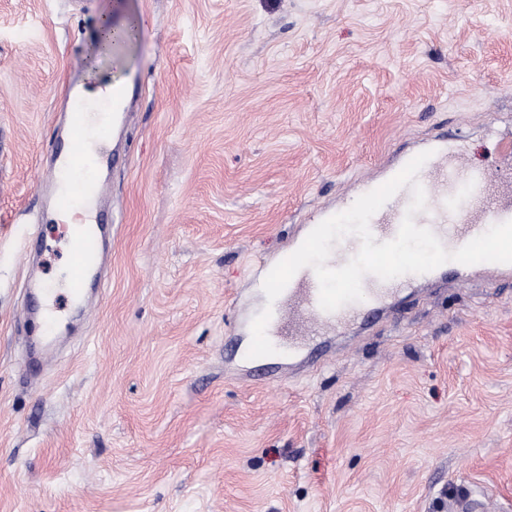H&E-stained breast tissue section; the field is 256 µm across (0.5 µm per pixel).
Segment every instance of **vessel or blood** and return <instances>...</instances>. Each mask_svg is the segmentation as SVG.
I'll return each instance as SVG.
<instances>
[{
	"label": "vessel or blood",
	"instance_id": "1",
	"mask_svg": "<svg viewBox=\"0 0 512 512\" xmlns=\"http://www.w3.org/2000/svg\"><path fill=\"white\" fill-rule=\"evenodd\" d=\"M131 90L117 84L98 113L95 136L86 130L87 96L77 83H69L63 99L74 112L66 146L54 147V161L43 179L53 191L54 201L61 208H78L85 215L84 224L76 229L70 244V274L64 282L67 301H81L89 281L104 261V231L100 225L98 204L107 192L101 177L102 167L113 165L110 150L111 122L126 111ZM432 157L418 173L417 180L425 190L427 208L415 215L417 225L429 228L450 251L457 250L492 225L512 220V184H502L497 195H490V180L476 167L459 162L456 151L447 141L430 143ZM469 198V209L460 201ZM411 199L410 189H401L370 220V229L377 241L392 240L399 229ZM466 279L477 272L488 281L512 276V264L480 263L467 266L449 261L424 274H406L383 281L373 275L363 279L365 298L344 305L333 312L321 309L319 285L312 269H301L288 284L287 300H275L267 326L268 338L289 335H311L326 326L343 331L352 326L358 315L374 312L387 314L394 290L430 285L441 281L447 272Z\"/></svg>",
	"mask_w": 512,
	"mask_h": 512
}]
</instances>
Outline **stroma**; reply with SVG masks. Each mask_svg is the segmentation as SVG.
<instances>
[{
  "label": "stroma",
  "instance_id": "1",
  "mask_svg": "<svg viewBox=\"0 0 512 512\" xmlns=\"http://www.w3.org/2000/svg\"><path fill=\"white\" fill-rule=\"evenodd\" d=\"M127 64L97 58L104 16ZM142 88L105 175L101 288L27 357L62 283L36 189L72 62ZM512 0H0V512H512V279L441 281L241 363L257 260L447 132L499 173ZM55 291H56V289H53V288H44V286L42 284L39 285L38 283H36L34 285H31L29 287L30 304H29V307L24 312L25 317H30L32 315L41 317L42 323L45 326L43 337H42V342L45 345H50L53 342V339H54L53 333L60 321L57 320L56 318L52 317L51 315L44 313L42 311V308H40V306L38 305L37 298H38V296H40L42 298V296L44 294L50 293L52 295ZM34 298L36 300L37 307H35L33 305L32 300Z\"/></svg>",
  "mask_w": 512,
  "mask_h": 512
}]
</instances>
